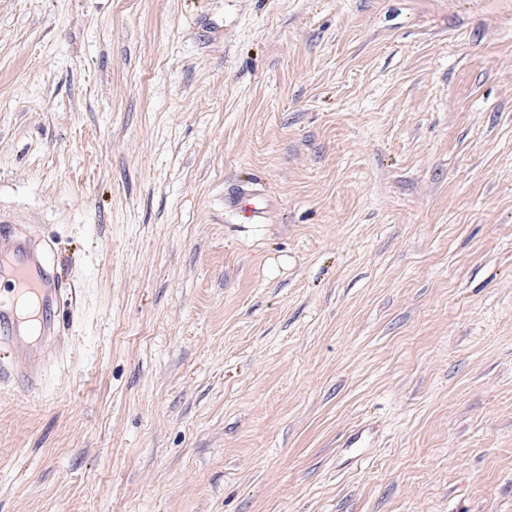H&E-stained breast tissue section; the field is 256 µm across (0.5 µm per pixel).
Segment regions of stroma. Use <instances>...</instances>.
<instances>
[{
	"instance_id": "35a3bbf8",
	"label": "stroma",
	"mask_w": 512,
	"mask_h": 512,
	"mask_svg": "<svg viewBox=\"0 0 512 512\" xmlns=\"http://www.w3.org/2000/svg\"><path fill=\"white\" fill-rule=\"evenodd\" d=\"M0 213V512H512V0H0ZM235 206L244 224H261L266 221L267 211L264 199L255 190H243ZM0 351L11 354L9 375L29 392L41 382L50 350L57 341L56 309L65 284L48 262L51 246L26 224L0 215ZM30 317V318H29ZM37 323L40 340L28 336Z\"/></svg>"
}]
</instances>
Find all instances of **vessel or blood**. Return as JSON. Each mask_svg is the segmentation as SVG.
Returning <instances> with one entry per match:
<instances>
[{
  "label": "vessel or blood",
  "instance_id": "obj_1",
  "mask_svg": "<svg viewBox=\"0 0 512 512\" xmlns=\"http://www.w3.org/2000/svg\"><path fill=\"white\" fill-rule=\"evenodd\" d=\"M241 220H266L262 195L242 191L236 201ZM50 245L19 221L0 227V282L8 293L0 297V351L9 352V375L27 391L40 385L50 350L57 341L56 310L63 298V282L48 257Z\"/></svg>",
  "mask_w": 512,
  "mask_h": 512
}]
</instances>
